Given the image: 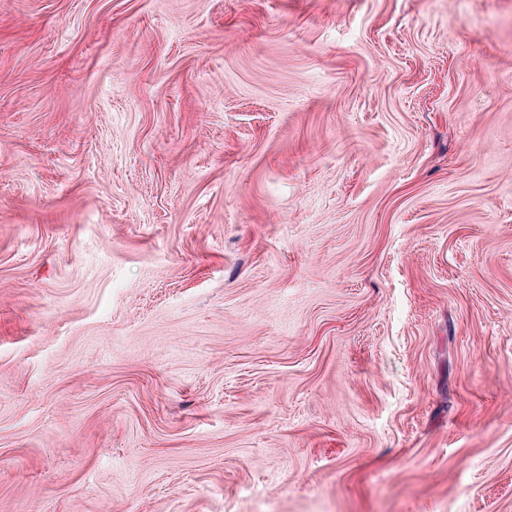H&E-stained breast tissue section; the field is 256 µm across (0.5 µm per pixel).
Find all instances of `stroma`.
Masks as SVG:
<instances>
[{
	"mask_svg": "<svg viewBox=\"0 0 512 512\" xmlns=\"http://www.w3.org/2000/svg\"><path fill=\"white\" fill-rule=\"evenodd\" d=\"M0 512H512V0H0Z\"/></svg>",
	"mask_w": 512,
	"mask_h": 512,
	"instance_id": "stroma-1",
	"label": "stroma"
}]
</instances>
